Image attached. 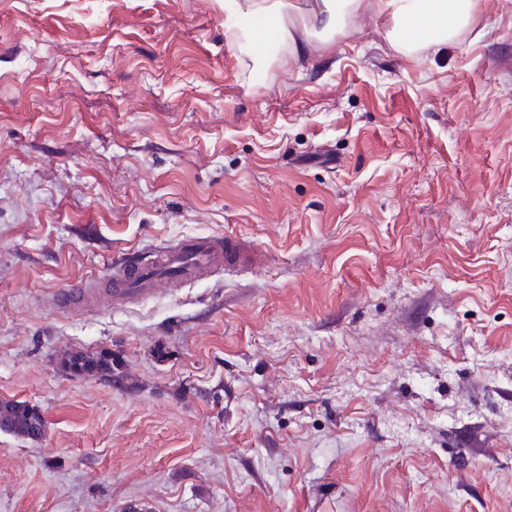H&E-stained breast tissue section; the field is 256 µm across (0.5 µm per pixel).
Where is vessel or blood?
I'll return each mask as SVG.
<instances>
[{"label":"vessel or blood","mask_w":512,"mask_h":512,"mask_svg":"<svg viewBox=\"0 0 512 512\" xmlns=\"http://www.w3.org/2000/svg\"><path fill=\"white\" fill-rule=\"evenodd\" d=\"M244 245L232 236L190 239L174 247H163L139 265L122 263L112 268L110 286L105 291L90 287L59 290L53 297L59 312L67 313L96 307L100 294L114 299H145L152 296L158 282L178 289L206 279L212 272L239 266L243 262Z\"/></svg>","instance_id":"obj_1"}]
</instances>
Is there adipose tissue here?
<instances>
[{
    "label": "adipose tissue",
    "instance_id": "adipose-tissue-1",
    "mask_svg": "<svg viewBox=\"0 0 512 512\" xmlns=\"http://www.w3.org/2000/svg\"><path fill=\"white\" fill-rule=\"evenodd\" d=\"M476 0H310L295 9L290 0H224L240 17L275 22L273 40L290 55L305 54L312 42L344 33L360 14L371 11L389 27L392 43L412 53L458 38L471 24Z\"/></svg>",
    "mask_w": 512,
    "mask_h": 512
}]
</instances>
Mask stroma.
I'll list each match as a JSON object with an SVG mask.
<instances>
[{
    "label": "stroma",
    "instance_id": "1",
    "mask_svg": "<svg viewBox=\"0 0 512 512\" xmlns=\"http://www.w3.org/2000/svg\"><path fill=\"white\" fill-rule=\"evenodd\" d=\"M224 0H0V512H512V0L294 59ZM136 306L61 288L185 237ZM111 350L117 387L69 352ZM243 256L244 245L236 237L224 235L190 239L174 247L156 250L148 261L139 265L115 264L106 288H90L85 284L84 288L61 289L52 299L61 313L95 308L102 291L112 300L146 299L154 294L160 281L177 290L206 279L213 271L241 265ZM35 406L21 401H0V430L36 441L45 434L46 424Z\"/></svg>",
    "mask_w": 512,
    "mask_h": 512
}]
</instances>
